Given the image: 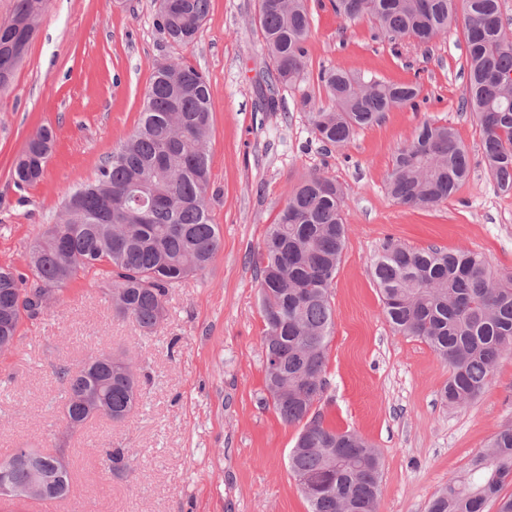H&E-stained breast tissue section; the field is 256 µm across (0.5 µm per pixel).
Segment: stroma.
I'll use <instances>...</instances> for the list:
<instances>
[{
  "mask_svg": "<svg viewBox=\"0 0 512 512\" xmlns=\"http://www.w3.org/2000/svg\"><path fill=\"white\" fill-rule=\"evenodd\" d=\"M308 5L307 67L296 85L280 88L275 112L261 109L272 63L259 0H210L187 46L155 26L154 0H52L0 88V265L22 274L64 198L93 181L136 130L157 65L186 60L212 95L208 198L222 245L204 272L170 290L157 332L143 336L131 319L115 316L107 295L81 276L44 314L23 319L16 349L0 355V448L59 450L69 461L70 492L53 512H308L288 469L299 428L280 419L266 390L256 260L289 191L313 171L347 196L328 387L318 409L326 425L356 431L379 450L378 512H425L433 493L512 422V353L470 406L443 405L447 365L421 340L393 333L372 275L374 257L391 242L474 250L493 271H512V192L499 190L487 171L480 128L462 107L465 23L429 46L407 41L396 51L371 18L342 20L330 0ZM336 68L367 82H415L417 104L393 107L343 147H324L300 101L306 95L328 106L320 74ZM426 121L455 129L471 174L450 200L409 209L388 195L387 178L397 148ZM43 126L56 134L45 174L17 186L14 164ZM103 353L148 374L140 402L125 421L96 418L69 433L53 369ZM111 446L134 452L124 476L104 467Z\"/></svg>",
  "mask_w": 512,
  "mask_h": 512,
  "instance_id": "stroma-1",
  "label": "stroma"
}]
</instances>
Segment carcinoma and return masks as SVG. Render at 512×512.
<instances>
[{"label": "carcinoma", "instance_id": "obj_1", "mask_svg": "<svg viewBox=\"0 0 512 512\" xmlns=\"http://www.w3.org/2000/svg\"><path fill=\"white\" fill-rule=\"evenodd\" d=\"M51 0H16L0 24V85L12 77ZM156 26L172 42L195 41L209 0H156ZM344 20L370 17L394 44L412 38L429 44L448 32L457 7L466 20L468 81L463 106L476 117L489 173L512 189V96L496 80L512 75V30L501 20L499 0H333ZM258 24L273 63L262 106L279 110L277 89L296 83L308 56L311 18L307 0H259ZM330 106L307 96L315 137L342 147L378 123L394 106L415 102L416 84L374 81L332 69L320 74ZM211 93L205 76L183 61L156 67L145 92L139 126L112 151L94 182L63 201L42 237L31 247L33 283L0 266V353L15 348L23 317L39 316L37 299L57 295L78 276L112 278L108 296L116 315L145 334L165 317V297L186 277L206 269L221 246L212 223L205 149L211 128ZM55 142L49 127L27 142L13 171L19 186L40 181ZM470 175V158L455 130L424 122L397 149L387 192L399 205L429 208L451 198ZM346 194L320 173L305 176L289 192L278 221L269 225L257 265L264 329L261 349L266 388L283 422L302 425L288 454L298 485L310 483V512H377L381 494L379 453L359 434L324 424L317 406L327 388V350L334 324L331 304L345 245ZM392 331L426 343L448 364L441 398L451 408L473 403L488 387L501 355L512 350V272L495 273L480 252L412 249L387 244L372 264ZM64 388V420L73 428L101 416L128 418L140 395L139 381L124 361L90 359L74 373L54 369ZM116 476L131 469L129 448L105 450ZM11 479L26 483L28 465L17 450L0 454ZM512 424L501 427L464 474L438 490L426 512H512Z\"/></svg>", "mask_w": 512, "mask_h": 512}]
</instances>
